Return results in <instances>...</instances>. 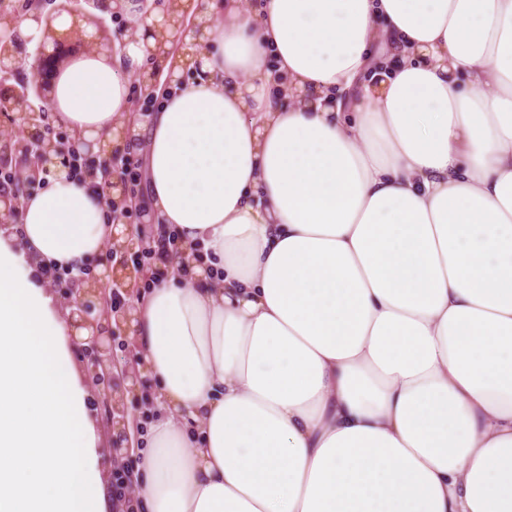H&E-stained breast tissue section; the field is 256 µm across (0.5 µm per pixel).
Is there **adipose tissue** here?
Listing matches in <instances>:
<instances>
[{
  "label": "adipose tissue",
  "mask_w": 512,
  "mask_h": 512,
  "mask_svg": "<svg viewBox=\"0 0 512 512\" xmlns=\"http://www.w3.org/2000/svg\"><path fill=\"white\" fill-rule=\"evenodd\" d=\"M192 60L128 142L202 255L137 302L140 512H512V0H224ZM147 64L73 62L53 118L110 136ZM112 226L53 166L0 228V512L112 507L46 280Z\"/></svg>",
  "instance_id": "ef3b65f1"
}]
</instances>
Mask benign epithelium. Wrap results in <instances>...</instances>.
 <instances>
[{"instance_id": "obj_1", "label": "benign epithelium", "mask_w": 512, "mask_h": 512, "mask_svg": "<svg viewBox=\"0 0 512 512\" xmlns=\"http://www.w3.org/2000/svg\"><path fill=\"white\" fill-rule=\"evenodd\" d=\"M191 2L193 0H141V10L146 19L153 10L159 7L163 10L162 22L146 23L141 32L134 26L130 34L133 40H143L144 49L152 60L151 68L137 74L138 86L147 98L154 96L159 85L163 62L178 56L187 57V54L179 53L177 41L170 38V32L189 30L200 36L207 27V22L199 19L200 12L191 9ZM64 9L77 13L87 25L98 30L103 26L100 12L105 10L115 19L124 14L122 0H114V6L107 10L103 7V0H66ZM58 10L56 6L48 12L44 11L40 0H25L21 4L15 0H0V80L4 82L18 78L26 61L33 59L28 92L22 94L12 86L0 89V116L15 125L13 151L27 165L11 188L0 192V213L10 216L18 214L22 196L37 183L39 172L48 170L51 165L68 169L73 156L89 159L106 171L100 195L102 200L109 203L116 224L124 225L122 233L112 234L108 255L125 257L131 254L139 258V263L132 268L122 265L119 271L113 273L110 288L98 279L82 275L69 277L66 308L69 309L72 343L82 357L89 380L103 398L108 429L116 434V439L109 446L111 480L129 495L134 490L133 471L123 462L129 449L119 447L117 440L127 432L128 422L124 411L126 395H137L144 385V364L140 358L132 357L137 368L126 376L124 387H115L113 370L116 359L112 340L121 332L127 335L134 333V293L138 292L144 273L153 267V263L144 260L148 238L138 228L125 223L129 204L136 205L142 201L140 190L130 189L126 181L127 161L122 154V143L130 138L129 127L115 128L110 138L72 140L66 147L45 132L52 94L64 70L83 56L99 53V45L85 40L84 30L80 27L76 26L65 33L55 28ZM27 15L40 23L41 30L32 55L27 53L26 42L19 38L16 31L18 20ZM166 250L167 262L155 269L157 276L177 275L199 261L194 248L174 239L166 242ZM120 287L128 300H113L116 289Z\"/></svg>"}]
</instances>
